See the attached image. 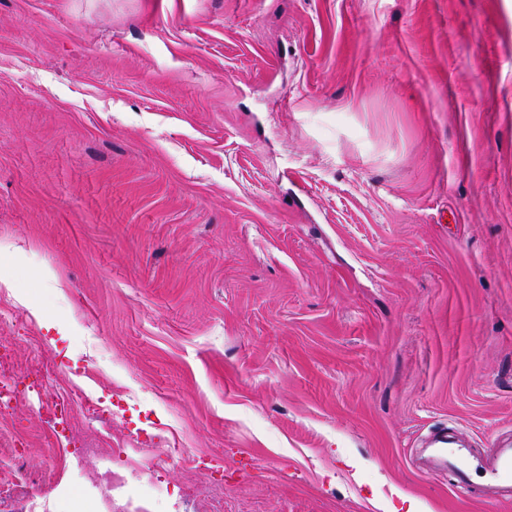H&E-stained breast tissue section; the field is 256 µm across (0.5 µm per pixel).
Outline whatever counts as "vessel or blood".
Here are the masks:
<instances>
[{"mask_svg":"<svg viewBox=\"0 0 512 512\" xmlns=\"http://www.w3.org/2000/svg\"><path fill=\"white\" fill-rule=\"evenodd\" d=\"M428 462L435 467L453 470L456 486L469 490V471L481 470L487 492L512 495V440L481 451L467 445L463 438L450 432L438 433L427 451Z\"/></svg>","mask_w":512,"mask_h":512,"instance_id":"obj_1","label":"vessel or blood"}]
</instances>
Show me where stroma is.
<instances>
[{"label": "stroma", "instance_id": "35a3bbf8", "mask_svg": "<svg viewBox=\"0 0 512 512\" xmlns=\"http://www.w3.org/2000/svg\"><path fill=\"white\" fill-rule=\"evenodd\" d=\"M0 375V512H512V0H0ZM82 391L78 387H70V390L52 389L46 391L45 406L49 412L54 415L58 409L62 410L71 407V404L77 396H81ZM427 448V460L434 467H446L456 476V487L469 491V468L481 470L488 493L512 495V440L479 452L470 448L463 438L455 437L448 428L438 433ZM459 465L465 468L459 467Z\"/></svg>", "mask_w": 512, "mask_h": 512}]
</instances>
